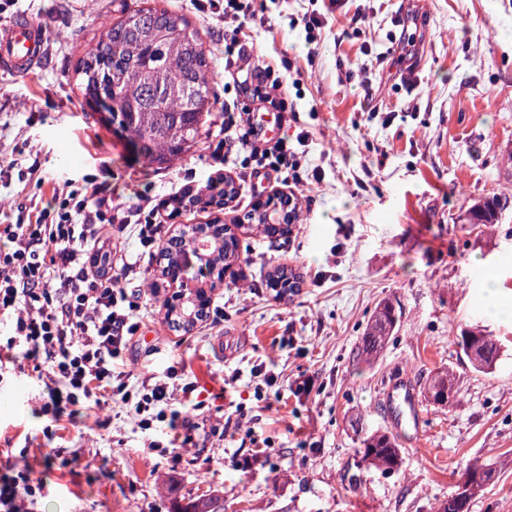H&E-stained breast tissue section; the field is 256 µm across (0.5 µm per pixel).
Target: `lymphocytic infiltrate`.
<instances>
[{
	"label": "lymphocytic infiltrate",
	"mask_w": 512,
	"mask_h": 512,
	"mask_svg": "<svg viewBox=\"0 0 512 512\" xmlns=\"http://www.w3.org/2000/svg\"><path fill=\"white\" fill-rule=\"evenodd\" d=\"M225 70L255 72L253 97L278 112L288 109V81L273 66L255 67L238 40L224 46ZM224 130L232 146L216 145L215 164L248 169L250 164L276 172H289L295 185H303L301 149L309 141L279 138L259 146L257 124L250 109L237 104L224 107ZM157 209L113 204L100 191L53 193L45 207L21 224L0 225V322L10 334L0 343V367L22 361H43L53 410L61 406L112 402L127 408L138 428L151 430L154 421H178L169 405L192 384L177 381L180 369L170 366L165 379L148 378L130 385L126 352L140 330L139 303L129 298L119 278L108 267H128L124 257L112 255L114 232L128 225L139 227L146 245L161 242ZM42 481L28 470L0 477V512H34Z\"/></svg>",
	"instance_id": "lymphocytic-infiltrate-1"
}]
</instances>
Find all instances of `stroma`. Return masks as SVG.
I'll return each instance as SVG.
<instances>
[{"instance_id":"stroma-1","label":"stroma","mask_w":512,"mask_h":512,"mask_svg":"<svg viewBox=\"0 0 512 512\" xmlns=\"http://www.w3.org/2000/svg\"><path fill=\"white\" fill-rule=\"evenodd\" d=\"M159 2L199 29L215 74L199 144L172 167L150 166L97 123L78 89L82 47L140 0H25L23 13L45 27L46 55L34 76L0 72V162L33 174L0 187V225L43 207L67 181L131 205L155 201L186 173L213 172L225 103H259L224 69L223 22L189 0ZM251 10L247 52L263 65L290 63L294 110L277 133L309 132L300 172L322 179L295 192L300 221L288 235L238 230L239 258L210 291L207 319L175 332L155 310L126 353L136 375L184 364L197 389L172 408L206 423L205 448L174 460L166 423L141 430L118 406L44 413L45 385L27 364L0 378V475L26 466L44 481L36 512H170L173 502L214 495L224 512H436L478 463L495 474L470 512H512V318L490 317L481 292L491 266L512 299V168L502 162L512 151V0H348L340 12L328 0H251ZM358 10L370 23L357 31L349 16ZM314 11L327 23L310 45L302 18ZM495 194L509 201L501 223H458ZM253 204L242 184L224 208H187L166 232L228 224ZM124 248L135 260L121 280L129 296L177 292L136 234ZM277 265L300 277L285 300L265 285ZM387 300L400 322L378 357L363 361L364 331ZM475 323L503 343L485 372L457 344ZM260 364L275 384L258 385ZM443 370L453 373L451 403L424 404L420 436L392 434L385 382L402 373L421 387ZM306 379L309 393H297ZM241 412L244 427L224 437L221 426ZM371 432L392 434L400 472L362 463L360 440Z\"/></svg>"}]
</instances>
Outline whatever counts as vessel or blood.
<instances>
[{"instance_id": "b4317fda", "label": "vessel or blood", "mask_w": 512, "mask_h": 512, "mask_svg": "<svg viewBox=\"0 0 512 512\" xmlns=\"http://www.w3.org/2000/svg\"><path fill=\"white\" fill-rule=\"evenodd\" d=\"M45 28L36 20L20 15L0 27V70L18 76H32L45 54ZM383 412L396 431H420L424 416L413 383L404 376L393 377L382 394Z\"/></svg>"}]
</instances>
